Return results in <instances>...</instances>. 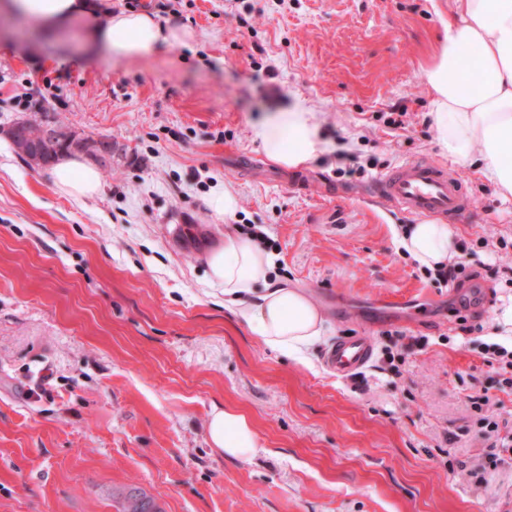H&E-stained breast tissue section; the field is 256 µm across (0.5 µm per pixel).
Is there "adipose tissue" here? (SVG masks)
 Returning <instances> with one entry per match:
<instances>
[{"label":"adipose tissue","mask_w":512,"mask_h":512,"mask_svg":"<svg viewBox=\"0 0 512 512\" xmlns=\"http://www.w3.org/2000/svg\"><path fill=\"white\" fill-rule=\"evenodd\" d=\"M0 5L46 25L63 28L78 22L94 46L123 58L152 55L163 43L192 39L175 24H162L145 12H118L101 18L93 0H0ZM454 20L447 22L436 54L425 70L433 99V128L443 156L475 159L480 173L503 197L512 198V0H452ZM323 119L314 107L295 101L288 109L250 124L252 141L266 157L291 169L306 165L325 149ZM61 194L91 199L101 190L96 168L76 156L53 167ZM401 245L419 264L447 262L451 248L448 225L412 227ZM272 259L250 240L228 235L208 260L212 282L237 298L266 283ZM244 318L268 347L301 352L321 335L324 318L295 288L267 292L245 311ZM209 439L226 457L251 460L260 450L252 418L241 409H214Z\"/></svg>","instance_id":"adipose-tissue-1"}]
</instances>
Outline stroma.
Instances as JSON below:
<instances>
[{
	"label": "stroma",
	"instance_id": "35a3bbf8",
	"mask_svg": "<svg viewBox=\"0 0 512 512\" xmlns=\"http://www.w3.org/2000/svg\"><path fill=\"white\" fill-rule=\"evenodd\" d=\"M177 22L189 44L146 58L85 53L80 29L37 38L39 22L0 13V512H116L112 491L141 487L165 512H499L447 453L475 461L487 443L470 396L497 394L484 344L512 307L486 273L481 240L506 238L512 200L472 162L441 155L424 67L448 0H96ZM252 12L250 25L239 17ZM305 100L326 150L286 169L249 122ZM49 111L79 134L112 139L100 193L56 192L50 169L20 161L1 131ZM406 112L396 129L387 113ZM364 175L340 176L341 154ZM426 158L459 179L470 209L448 219L483 302L481 329L448 312L399 244L416 216L375 202L373 181ZM238 197L215 220L216 189ZM258 224L269 286L302 288L324 317L308 349L264 346L224 297L207 256ZM366 333L373 357L354 379L323 356ZM425 336L399 372L385 348ZM498 395V394H497ZM254 421L263 452L212 447L214 408ZM208 206L218 220L229 222L236 218L239 200L235 193L224 187L223 190L217 189L212 192Z\"/></svg>",
	"mask_w": 512,
	"mask_h": 512
}]
</instances>
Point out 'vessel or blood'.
I'll use <instances>...</instances> for the list:
<instances>
[{
  "mask_svg": "<svg viewBox=\"0 0 512 512\" xmlns=\"http://www.w3.org/2000/svg\"><path fill=\"white\" fill-rule=\"evenodd\" d=\"M382 201L416 215L458 217L470 207L460 180L426 159L400 162L374 182ZM373 344L367 336H344L325 352L324 366L331 375L345 379L363 369L371 360Z\"/></svg>",
  "mask_w": 512,
  "mask_h": 512,
  "instance_id": "b4317fda",
  "label": "vessel or blood"
}]
</instances>
